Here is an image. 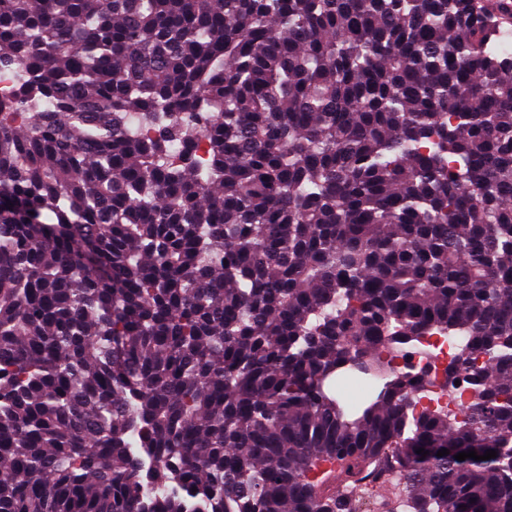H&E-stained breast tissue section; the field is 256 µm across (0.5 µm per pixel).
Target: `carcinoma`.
<instances>
[{
    "instance_id": "1",
    "label": "carcinoma",
    "mask_w": 512,
    "mask_h": 512,
    "mask_svg": "<svg viewBox=\"0 0 512 512\" xmlns=\"http://www.w3.org/2000/svg\"><path fill=\"white\" fill-rule=\"evenodd\" d=\"M510 31L0 0V512H358L393 471L411 512H512ZM430 331L453 414L378 359Z\"/></svg>"
}]
</instances>
